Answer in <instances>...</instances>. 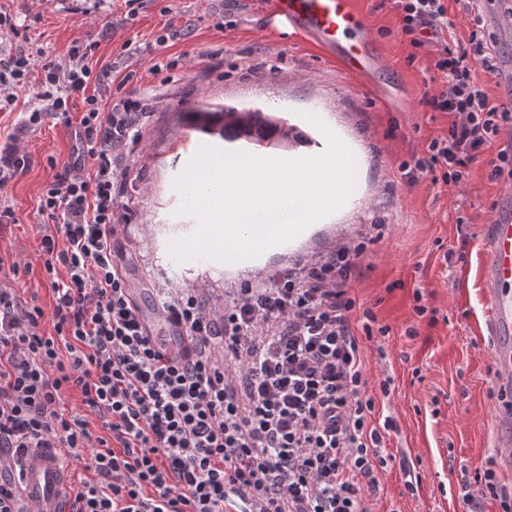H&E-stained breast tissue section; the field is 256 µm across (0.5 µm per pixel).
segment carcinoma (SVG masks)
I'll list each match as a JSON object with an SVG mask.
<instances>
[{
    "label": "carcinoma",
    "instance_id": "carcinoma-1",
    "mask_svg": "<svg viewBox=\"0 0 512 512\" xmlns=\"http://www.w3.org/2000/svg\"><path fill=\"white\" fill-rule=\"evenodd\" d=\"M197 120L201 130L209 135H219L228 141L245 139L258 145L276 142L279 146H288L296 138L294 128L284 122L266 118L258 110H239L224 107L215 112L198 111Z\"/></svg>",
    "mask_w": 512,
    "mask_h": 512
}]
</instances>
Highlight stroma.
<instances>
[{
    "mask_svg": "<svg viewBox=\"0 0 512 512\" xmlns=\"http://www.w3.org/2000/svg\"><path fill=\"white\" fill-rule=\"evenodd\" d=\"M362 12L387 63L385 81L404 97L394 103L356 77L341 74L311 45L268 21L261 0H151L126 18L121 0H0L16 20L32 54L60 58L72 46L93 44L94 69L117 66L126 83H113L112 96L144 100L147 116L128 159L127 220L118 228L116 254L133 264L134 275L169 288H205L219 297L225 280L241 283L246 268L225 275L223 261H169L171 242L198 227L196 217L180 213L175 181L188 158L202 148L236 151L234 143L198 131L193 113L220 105L260 108L285 118L310 139L309 145L263 148V157L291 159L325 150L324 135L306 119L320 114L327 126L362 151L364 179L355 199L319 220L292 251L264 255L267 270L385 224L388 235L370 245L360 275L351 281L356 300L353 326L363 309H372L389 334L365 343L368 393L375 417H393L395 429L382 450L380 489L369 499L371 512H469L458 498L461 468L475 469L494 456L497 428L490 369L492 338L485 330L486 306L481 243L489 232L500 180L490 179V159L511 145L497 139L468 168L461 187L424 176L408 181L400 165L425 155L429 142L447 136V113L422 102L437 88L440 75L433 50L413 49L393 11L379 0H360ZM184 30L159 55L123 56L124 43L152 42L166 28ZM71 130L46 123L22 141L31 163L5 189L0 204L15 223L0 224V257L23 262L14 286L23 298H37L51 327L52 291L41 271L42 218L38 202L44 187L70 163ZM419 301L434 317L414 311ZM416 336H406L407 328ZM391 379V394L380 384ZM421 474L415 491L404 488L400 459Z\"/></svg>",
    "mask_w": 512,
    "mask_h": 512,
    "instance_id": "35a3bbf8",
    "label": "stroma"
}]
</instances>
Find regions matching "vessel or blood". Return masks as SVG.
I'll list each match as a JSON object with an SVG mask.
<instances>
[{"instance_id":"obj_1","label":"vessel or blood","mask_w":512,"mask_h":512,"mask_svg":"<svg viewBox=\"0 0 512 512\" xmlns=\"http://www.w3.org/2000/svg\"><path fill=\"white\" fill-rule=\"evenodd\" d=\"M485 22L499 37L512 41V0H473ZM267 14L286 20L289 30L314 46L338 69L376 84L383 61L356 0H265ZM483 292L486 325L492 336L493 387L512 394V176L503 183L493 211L491 231L483 243ZM144 330L168 357L181 356L189 346L183 329L161 310L141 311ZM497 460L512 471V409L495 410ZM21 466L17 505L25 512H69L74 493L70 471L59 449L30 448L14 456L0 451V471Z\"/></svg>"}]
</instances>
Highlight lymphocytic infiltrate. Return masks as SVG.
<instances>
[{
	"instance_id": "obj_1",
	"label": "lymphocytic infiltrate",
	"mask_w": 512,
	"mask_h": 512,
	"mask_svg": "<svg viewBox=\"0 0 512 512\" xmlns=\"http://www.w3.org/2000/svg\"><path fill=\"white\" fill-rule=\"evenodd\" d=\"M381 3L413 47L435 48L441 85L423 101L451 118L447 136L401 168L412 181L437 174L462 185L468 165L512 121L473 73L494 71L493 39L478 15L467 40L457 38L444 0ZM88 57L75 47L67 60L37 61L22 44L0 56V102L13 103L32 68L41 70L25 126L69 121L73 98L84 105L74 129L84 160L39 200L52 225L40 250L54 296L51 331L41 327V307L0 281V448H60L85 462L94 477L77 488L71 512H369L379 487L373 461L394 421L371 422L361 345L389 329L369 309L362 335L351 325L348 283L365 241L225 289L217 306L167 289L161 308L194 348L165 358L140 327L109 245L125 221L116 196L144 107L126 97L103 109L108 74ZM71 393L75 411L66 408ZM478 493L512 512L493 468L464 476L463 503Z\"/></svg>"
}]
</instances>
